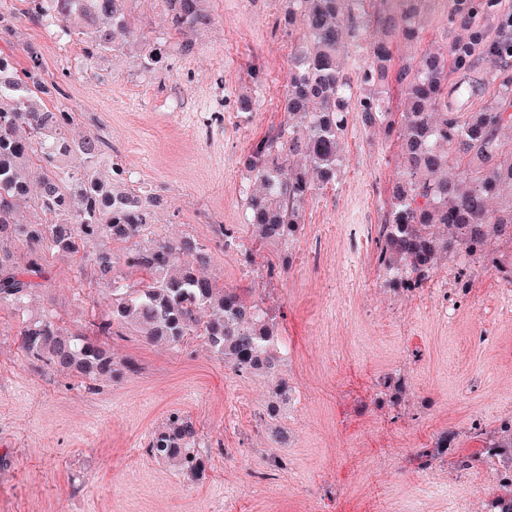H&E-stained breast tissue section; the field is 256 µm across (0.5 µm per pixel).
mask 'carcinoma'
Returning <instances> with one entry per match:
<instances>
[{
  "mask_svg": "<svg viewBox=\"0 0 512 512\" xmlns=\"http://www.w3.org/2000/svg\"><path fill=\"white\" fill-rule=\"evenodd\" d=\"M23 16L60 24L61 37L75 34L93 62L116 48L118 38L137 42L140 30L125 9L126 0H27ZM165 18L177 34L206 29L214 18L206 0H163ZM288 0V16L302 19L304 34L293 49L284 90L283 119L251 144L245 166L257 189L246 197L247 223L257 245L283 251L281 262H267L265 276L281 277L288 248L300 233L302 211L318 191L334 184L340 170V141L349 113L367 129L396 137L400 173L391 187L390 205L374 238V262L384 286L413 294L431 280L437 260L459 257L455 287H472L470 267L494 270L512 283V262L495 256L491 241L512 244V203L501 211L490 202L512 199V150L503 151L500 130L512 125V78L498 65L512 58V11L502 0H448V25L467 33L444 49L427 50L412 63L394 65L392 37L417 41L408 6L384 8L388 0ZM387 38L369 44L359 84L344 71L346 45L370 25ZM28 66L18 67L0 53V309H19L46 275L47 254L63 252L90 268L111 293L107 312L95 318L93 335L74 333L52 316L30 319L19 332L25 359L40 370H75L86 386L115 380L134 371L104 348V341L134 327L148 341L181 345L197 336L224 363L241 374L263 370L274 379L272 394L288 393L277 373L278 318L262 301L218 287L202 274L211 260L207 246L191 236L150 237L158 196L144 197L129 187L122 160L106 151L97 136L73 134L74 113L49 108L42 96L62 93L42 77L39 51L22 47ZM489 67L479 73L476 62ZM452 74L464 82L448 86ZM401 95V111L388 105L390 84ZM498 84L499 95L476 112H457L449 97H474ZM455 163L454 177L439 172ZM224 245L241 248L245 262L258 250L236 242L218 225ZM25 242L17 258L4 247ZM105 239L111 247L87 250ZM143 274L128 284L114 275L118 264ZM487 448L512 454V419L491 431L474 428ZM200 433L175 410L148 438L147 455L173 464L188 480L204 469ZM502 494L495 512H512V465L501 471Z\"/></svg>",
  "mask_w": 512,
  "mask_h": 512,
  "instance_id": "obj_1",
  "label": "carcinoma"
}]
</instances>
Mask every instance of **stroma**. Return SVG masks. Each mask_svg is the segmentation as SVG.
<instances>
[{
	"mask_svg": "<svg viewBox=\"0 0 512 512\" xmlns=\"http://www.w3.org/2000/svg\"><path fill=\"white\" fill-rule=\"evenodd\" d=\"M148 43L167 47L165 67H143L127 44L88 62L59 24L0 28V50L38 47L49 103L73 109L76 131L119 155L129 184L158 194L155 235L206 244V274L218 286L253 292L281 312V376L289 393L268 418L270 384L239 375L194 338L180 346L127 332L109 340L134 364L123 379L87 389L66 372L33 369L18 348L22 320L0 310V512H468L474 496L499 493L497 455L471 434L512 418V289L476 268L453 310L456 264L440 261L423 291L385 288L371 233L382 223L398 176L396 145L349 117L335 185L310 200L281 279L268 281L221 224L253 238L243 157L283 118V92L301 22L288 0H210L215 21L192 50L164 20L162 0H127ZM421 39L394 45L397 63L445 46L444 6L417 17ZM260 68L262 83L249 71ZM257 110L236 111L240 94ZM47 279L27 310L52 313L85 333L110 298L68 255H48ZM406 391L390 403L395 385ZM186 412L203 442L205 470L184 479L145 452L172 410ZM286 434L270 441L267 423ZM447 440L430 468L415 456ZM282 460L270 469L271 460Z\"/></svg>",
	"mask_w": 512,
	"mask_h": 512,
	"instance_id": "obj_1",
	"label": "stroma"
}]
</instances>
